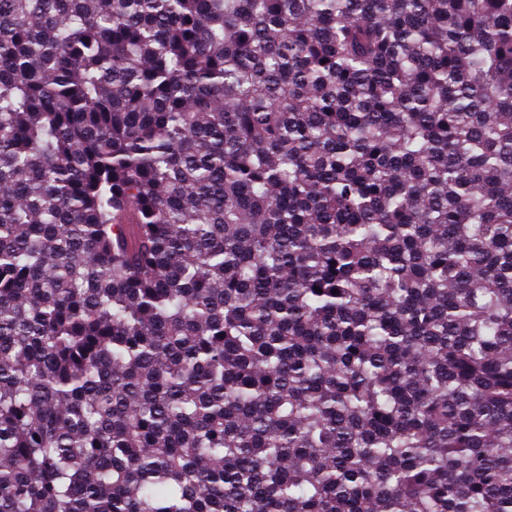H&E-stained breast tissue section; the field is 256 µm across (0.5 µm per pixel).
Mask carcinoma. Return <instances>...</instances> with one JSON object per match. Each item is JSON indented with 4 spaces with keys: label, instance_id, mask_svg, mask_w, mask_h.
Listing matches in <instances>:
<instances>
[{
    "label": "carcinoma",
    "instance_id": "cac0c4a2",
    "mask_svg": "<svg viewBox=\"0 0 512 512\" xmlns=\"http://www.w3.org/2000/svg\"><path fill=\"white\" fill-rule=\"evenodd\" d=\"M0 512H512V0H0Z\"/></svg>",
    "mask_w": 512,
    "mask_h": 512
}]
</instances>
